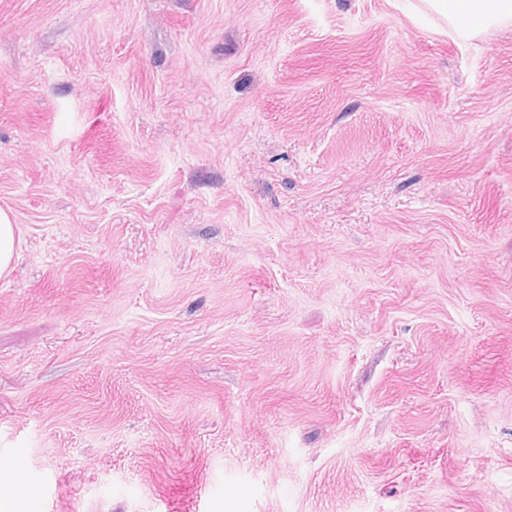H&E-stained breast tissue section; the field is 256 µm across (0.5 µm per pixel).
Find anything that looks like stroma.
Returning <instances> with one entry per match:
<instances>
[{
    "instance_id": "stroma-1",
    "label": "stroma",
    "mask_w": 512,
    "mask_h": 512,
    "mask_svg": "<svg viewBox=\"0 0 512 512\" xmlns=\"http://www.w3.org/2000/svg\"><path fill=\"white\" fill-rule=\"evenodd\" d=\"M0 0V512H512V21ZM17 225L13 224L10 215L0 210V277L12 271L16 252Z\"/></svg>"
}]
</instances>
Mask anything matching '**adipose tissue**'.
<instances>
[{
	"mask_svg": "<svg viewBox=\"0 0 512 512\" xmlns=\"http://www.w3.org/2000/svg\"><path fill=\"white\" fill-rule=\"evenodd\" d=\"M421 4L464 37L512 20V0H421Z\"/></svg>",
	"mask_w": 512,
	"mask_h": 512,
	"instance_id": "ef3b65f1",
	"label": "adipose tissue"
}]
</instances>
